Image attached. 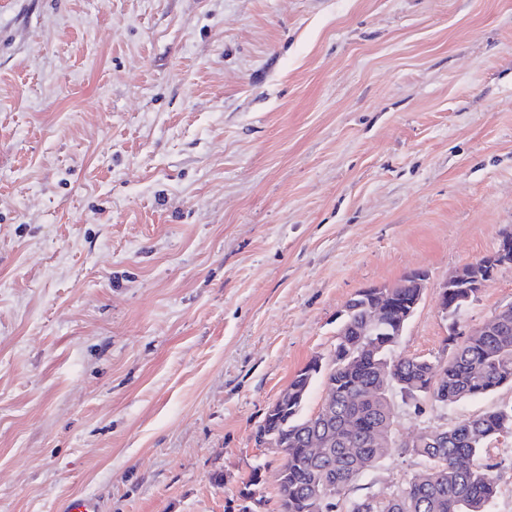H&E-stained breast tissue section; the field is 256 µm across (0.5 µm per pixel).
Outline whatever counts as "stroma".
Listing matches in <instances>:
<instances>
[{
    "label": "stroma",
    "mask_w": 512,
    "mask_h": 512,
    "mask_svg": "<svg viewBox=\"0 0 512 512\" xmlns=\"http://www.w3.org/2000/svg\"><path fill=\"white\" fill-rule=\"evenodd\" d=\"M512 229V0H0V512H238L255 431L360 288L439 285ZM512 304V269L460 330ZM400 442L512 404L403 402ZM488 512H512V436Z\"/></svg>",
    "instance_id": "1"
}]
</instances>
